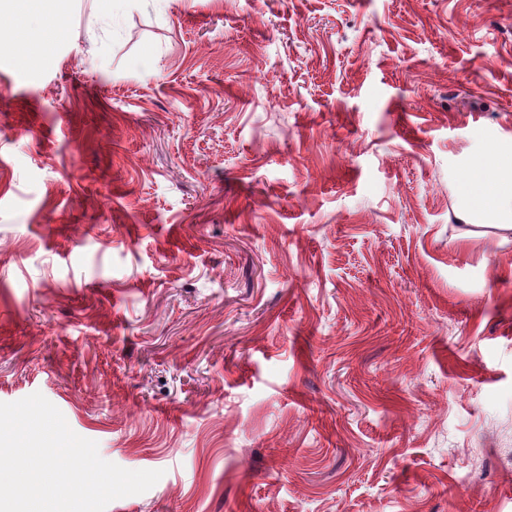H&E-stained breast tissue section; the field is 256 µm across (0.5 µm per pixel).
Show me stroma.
Returning <instances> with one entry per match:
<instances>
[{"label":"stroma","instance_id":"stroma-1","mask_svg":"<svg viewBox=\"0 0 512 512\" xmlns=\"http://www.w3.org/2000/svg\"><path fill=\"white\" fill-rule=\"evenodd\" d=\"M0 43V402L106 512H512V0H64ZM62 0H2L0 2V14L6 11L9 18V26L2 30V36L20 43L24 46L30 64H34L33 58L45 49L47 45L56 41L63 33V25L60 17L59 3ZM5 4V7L3 5ZM19 13L20 23L14 24L13 18ZM38 23L39 33L37 40L31 38L32 24ZM479 154L467 168L458 218L468 226L492 227L506 240L512 233V142H483Z\"/></svg>","mask_w":512,"mask_h":512}]
</instances>
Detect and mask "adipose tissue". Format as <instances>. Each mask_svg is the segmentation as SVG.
I'll list each match as a JSON object with an SVG mask.
<instances>
[{
    "mask_svg": "<svg viewBox=\"0 0 512 512\" xmlns=\"http://www.w3.org/2000/svg\"><path fill=\"white\" fill-rule=\"evenodd\" d=\"M8 15L20 21L9 24L6 38L24 46L34 57L63 33L60 0H0ZM481 158L467 168V189L458 218L464 222L463 237L473 227L489 226L501 236L512 235V142L482 144Z\"/></svg>",
    "mask_w": 512,
    "mask_h": 512,
    "instance_id": "adipose-tissue-1",
    "label": "adipose tissue"
}]
</instances>
